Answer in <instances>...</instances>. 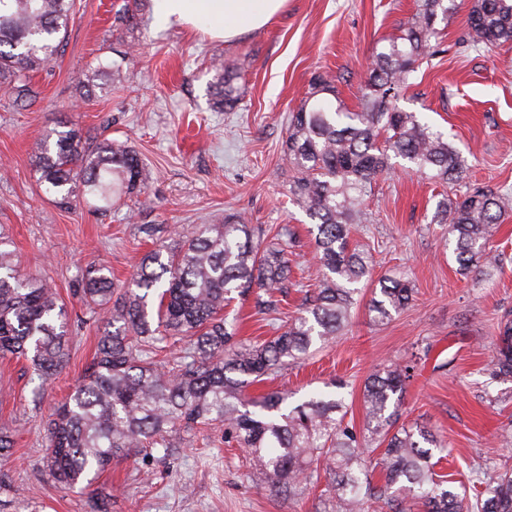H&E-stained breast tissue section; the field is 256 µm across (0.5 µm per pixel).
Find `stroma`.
<instances>
[{
  "label": "stroma",
  "mask_w": 512,
  "mask_h": 512,
  "mask_svg": "<svg viewBox=\"0 0 512 512\" xmlns=\"http://www.w3.org/2000/svg\"><path fill=\"white\" fill-rule=\"evenodd\" d=\"M457 8L438 28L442 52L421 65L396 105L451 134L467 161L466 184L512 190V44L471 48L464 44L474 0ZM419 0H288L268 25L224 42L204 27L161 26L152 0H74L63 47L31 78L30 99L15 102L0 91V228L14 242L21 271L55 290L69 317L67 363L33 401L31 371L24 360L0 358V425L13 432L14 448L0 463L10 486L0 512L32 503L41 512H86L87 493L56 482L48 473L44 421L81 381L103 325L82 302L75 284L82 270L105 266L130 282L152 247L143 224L192 231L222 213L248 223L283 227L299 241L296 288L278 311L261 314L253 295L239 296L227 311L241 321V338L274 336L297 315L306 291L316 286L311 221L289 192L284 155L289 116L312 78L336 81L338 101L358 111L373 57L400 35ZM132 12L130 23L116 14ZM233 69L241 88L235 111L213 105L211 58ZM118 70L88 89L99 62ZM78 122L88 142L107 137L133 146L148 177L150 208L124 199L96 212L83 200L59 204L39 181L33 154L47 131ZM448 186L423 182L391 161L365 198V223L351 238L372 253L376 276L407 274L417 293L406 309L385 322L369 310L364 290L350 325L335 342L314 344L309 357L288 365L272 384L250 387L256 396L276 388L293 402L338 386L346 420L363 430L362 395L368 375L393 362L414 361L416 370L401 397L404 424L426 427L445 440L435 472L454 485L473 488L474 472L487 465L512 467V380L488 374L500 321L512 311V212L490 241L504 266L462 276L448 227L432 221ZM246 452L203 429L180 433L165 459L120 456L95 480L110 512H320L330 477L304 498H276L253 480Z\"/></svg>",
  "instance_id": "obj_1"
}]
</instances>
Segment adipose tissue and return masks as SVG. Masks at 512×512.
I'll return each instance as SVG.
<instances>
[{
  "mask_svg": "<svg viewBox=\"0 0 512 512\" xmlns=\"http://www.w3.org/2000/svg\"><path fill=\"white\" fill-rule=\"evenodd\" d=\"M288 0H153L158 22L206 25L215 39L229 41L265 26L281 14Z\"/></svg>",
  "mask_w": 512,
  "mask_h": 512,
  "instance_id": "1",
  "label": "adipose tissue"
}]
</instances>
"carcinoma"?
I'll return each instance as SVG.
<instances>
[{
  "label": "carcinoma",
  "instance_id": "obj_1",
  "mask_svg": "<svg viewBox=\"0 0 512 512\" xmlns=\"http://www.w3.org/2000/svg\"><path fill=\"white\" fill-rule=\"evenodd\" d=\"M73 0H0V87L22 101L31 73L58 54ZM455 0H421L402 35L376 55L361 110L334 106L336 87L319 76L292 113L285 154L290 194L313 221L320 262L317 288L303 312L276 336L251 343L238 338L236 321L224 315L232 292L256 289L255 307L276 311L279 295L292 288L290 256L295 234L245 222L226 213L188 235L143 255L134 287L121 289L89 267L77 292L104 326L96 357L80 384L47 423L46 468L68 487H90L117 456L177 448L173 434L200 424L243 448L254 476L269 492L298 499L318 481L321 460L331 478L327 512H512V469L487 467L477 474L475 499L437 478L433 451L444 447L431 431L397 426L390 408L413 372L407 363L376 370L363 391L369 435L344 422V400L318 393L300 403L271 391L254 399L250 386L304 358L317 341L328 343L350 324L360 289L373 280L372 255L350 244L352 226L365 221L367 187L389 169L391 158L434 183L459 182L466 162L439 131L393 101L425 59L440 53L438 21ZM466 43L473 47L512 43V0H475ZM214 105L232 111L240 100L234 77L216 69ZM46 191L68 204L81 194L101 212L144 193L145 164L131 146L103 138L88 143L75 122L54 129L35 155ZM512 211V192L477 187L437 201L435 224L448 225L462 275L486 272L502 261L489 237ZM10 240L0 233V357L25 359L45 383L65 365L68 322L56 293L18 272ZM371 300L374 320L413 301L415 286L404 276L378 278ZM182 342L177 356L160 359L169 342ZM491 378H512V316L500 322ZM383 484L368 477V459Z\"/></svg>",
  "mask_w": 512,
  "mask_h": 512
}]
</instances>
